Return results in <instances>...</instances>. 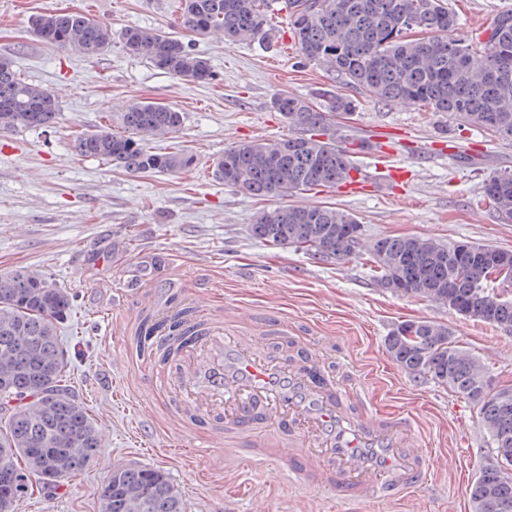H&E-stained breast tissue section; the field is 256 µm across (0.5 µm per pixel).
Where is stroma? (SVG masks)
Instances as JSON below:
<instances>
[{
    "instance_id": "35a3bbf8",
    "label": "stroma",
    "mask_w": 512,
    "mask_h": 512,
    "mask_svg": "<svg viewBox=\"0 0 512 512\" xmlns=\"http://www.w3.org/2000/svg\"><path fill=\"white\" fill-rule=\"evenodd\" d=\"M447 3L459 16L454 35L464 42L512 9V0ZM60 9L109 23L111 50L84 58L34 37L33 17ZM178 17V0H0V54L60 105L53 127L0 134V273L24 267L71 293L72 311L60 327L68 381L103 442L65 491L21 499L17 512H99L101 488L118 464L164 470L182 490L185 512H470L469 488L492 455L479 410L401 369L385 338L406 320L446 325L504 385L512 384V333L396 295L377 284L362 259L323 263L270 246L249 227L262 208L334 206L352 214L368 240L419 236L512 250V224L501 223L481 199L490 174L512 172V142L424 105L378 101L301 62L283 11L275 16L279 36L266 48L190 36L194 53L214 71L210 84L162 73L123 49L126 28L176 33ZM323 89L355 99L343 120L351 139L372 143L393 133L397 164L412 174L403 193L369 149L353 157L364 185L358 194L319 187L260 202L215 176L225 148L289 134L272 107L275 97L312 100ZM136 101L182 112L181 130L149 145L187 150L191 169L130 175L76 154V135L99 129ZM445 139L455 143L454 155L440 152ZM175 306L221 322L243 313L247 335L259 340L283 317L289 335L322 340L328 371L377 405L414 415L433 448L432 482L416 497L350 508L327 489H296L264 460L236 467L234 448L179 446L180 428L168 419V401L155 383L161 371L147 366L133 341L150 317Z\"/></svg>"
}]
</instances>
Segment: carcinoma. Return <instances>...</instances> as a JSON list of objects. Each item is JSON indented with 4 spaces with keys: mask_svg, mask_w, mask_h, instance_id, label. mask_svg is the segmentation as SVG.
I'll return each mask as SVG.
<instances>
[{
    "mask_svg": "<svg viewBox=\"0 0 512 512\" xmlns=\"http://www.w3.org/2000/svg\"><path fill=\"white\" fill-rule=\"evenodd\" d=\"M277 0H181L179 24L224 43L268 46L276 38ZM289 33L301 58L377 100H405L450 112L464 123L512 141V10L495 15L481 37H451L457 14L444 0H287ZM33 34L60 49L80 48L88 57L112 48V27L82 12L45 13L32 20ZM126 52L153 67L198 84L214 74L208 60L182 39L160 29L128 27ZM323 103L277 96L272 107L298 134L276 142L249 141L224 150L214 173L251 197H285L346 181L353 169L346 141L329 131L333 117L356 108L340 94L319 93ZM59 106L48 89L31 83L0 57V131L49 128ZM183 114L155 101L136 102L116 121L74 139V150L128 174L178 173L193 165L183 149L153 151L147 141L175 133ZM506 224L512 223V172L484 182ZM353 215L332 206L262 210L252 235L279 248L295 247L326 263L364 257L379 283L405 281L402 296L438 302L464 318L512 330V299L495 288L512 284L507 250L473 242L448 245L414 236L366 243L348 237ZM71 311L70 293L52 288L37 273L0 274V466L26 471L29 481L56 487L89 466L101 451L94 421L67 384L68 360L58 336ZM386 337L393 360L413 375L430 378L479 407L493 455L469 488L472 512H512V386L485 387L488 369L450 339L448 327L407 320ZM101 512H184L183 492L160 469L117 465L101 490Z\"/></svg>",
    "mask_w": 512,
    "mask_h": 512,
    "instance_id": "carcinoma-1",
    "label": "carcinoma"
}]
</instances>
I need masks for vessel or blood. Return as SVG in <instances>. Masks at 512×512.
<instances>
[{"label":"vessel or blood","instance_id":"vessel-or-blood-1","mask_svg":"<svg viewBox=\"0 0 512 512\" xmlns=\"http://www.w3.org/2000/svg\"><path fill=\"white\" fill-rule=\"evenodd\" d=\"M173 353L169 410L180 419L205 407L203 432L234 444L242 461L265 456L302 487L343 503L398 500L426 484L429 458L410 417L384 412L326 371L318 347L260 351L249 336L196 322L190 336L157 333Z\"/></svg>","mask_w":512,"mask_h":512}]
</instances>
